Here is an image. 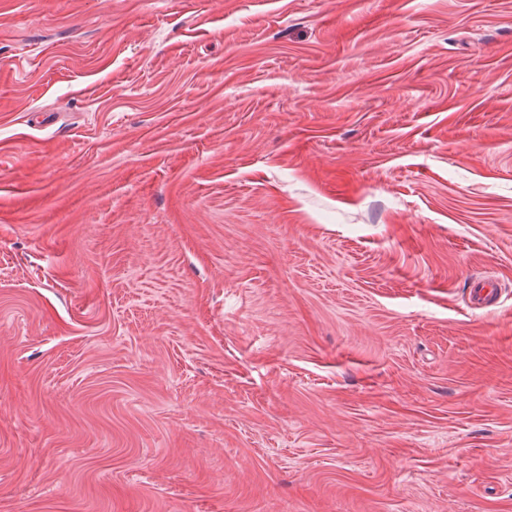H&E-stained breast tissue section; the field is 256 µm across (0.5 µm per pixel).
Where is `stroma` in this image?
Listing matches in <instances>:
<instances>
[{
	"label": "stroma",
	"mask_w": 512,
	"mask_h": 512,
	"mask_svg": "<svg viewBox=\"0 0 512 512\" xmlns=\"http://www.w3.org/2000/svg\"><path fill=\"white\" fill-rule=\"evenodd\" d=\"M0 512H512V0H0Z\"/></svg>",
	"instance_id": "1"
}]
</instances>
